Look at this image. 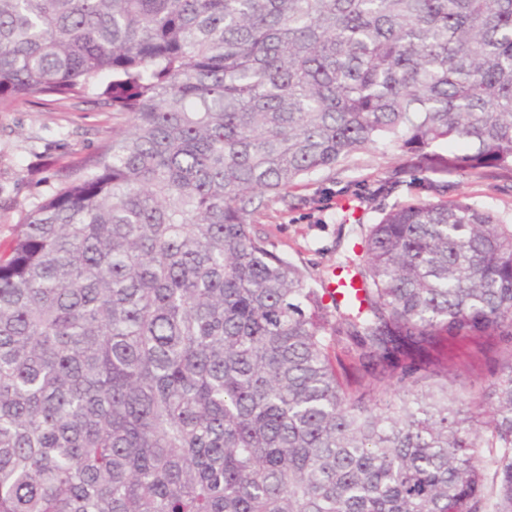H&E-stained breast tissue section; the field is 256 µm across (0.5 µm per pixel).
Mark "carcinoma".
Instances as JSON below:
<instances>
[{"label": "carcinoma", "instance_id": "1", "mask_svg": "<svg viewBox=\"0 0 512 512\" xmlns=\"http://www.w3.org/2000/svg\"><path fill=\"white\" fill-rule=\"evenodd\" d=\"M106 75L126 127L0 253V512H512V223L396 204L330 305L253 230L384 142L512 172V0H0L1 106ZM439 336L507 345L479 428L408 385Z\"/></svg>", "mask_w": 512, "mask_h": 512}]
</instances>
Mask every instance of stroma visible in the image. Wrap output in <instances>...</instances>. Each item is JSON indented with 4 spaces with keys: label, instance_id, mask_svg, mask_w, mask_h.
I'll use <instances>...</instances> for the list:
<instances>
[{
    "label": "stroma",
    "instance_id": "stroma-1",
    "mask_svg": "<svg viewBox=\"0 0 512 512\" xmlns=\"http://www.w3.org/2000/svg\"><path fill=\"white\" fill-rule=\"evenodd\" d=\"M127 121L104 107L95 90L47 108L24 103L0 108L1 250L9 247L17 224L51 192L66 168L97 153ZM405 159L397 146L377 145L345 166L301 181L290 192L292 208L269 204L254 215V228L276 252L316 278L352 256L358 224L378 222L397 203L464 198L512 219V174L451 170L427 172L407 182L398 172ZM501 350L497 337L468 336L440 340L411 356L455 392L476 398L471 412L484 422L491 410L488 385L501 368Z\"/></svg>",
    "mask_w": 512,
    "mask_h": 512
}]
</instances>
